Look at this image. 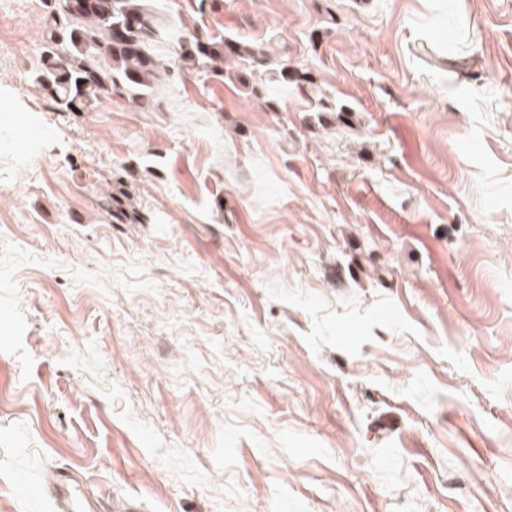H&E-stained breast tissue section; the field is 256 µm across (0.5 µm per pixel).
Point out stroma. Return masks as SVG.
Masks as SVG:
<instances>
[{"mask_svg":"<svg viewBox=\"0 0 512 512\" xmlns=\"http://www.w3.org/2000/svg\"><path fill=\"white\" fill-rule=\"evenodd\" d=\"M158 12L296 78L59 114L0 0V512H512V0ZM42 491L53 499L55 512H96L102 508L94 501L83 498L66 475H61Z\"/></svg>","mask_w":512,"mask_h":512,"instance_id":"obj_1","label":"stroma"}]
</instances>
